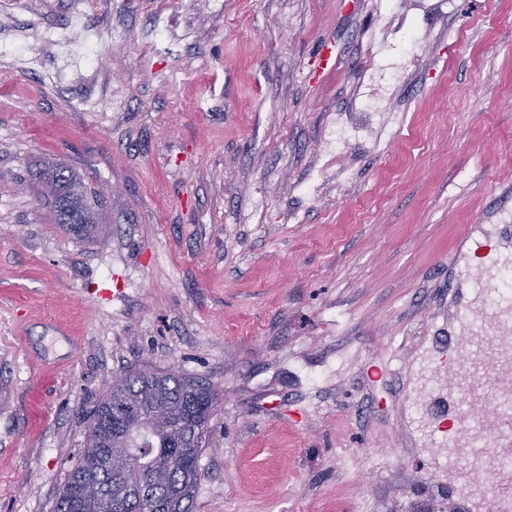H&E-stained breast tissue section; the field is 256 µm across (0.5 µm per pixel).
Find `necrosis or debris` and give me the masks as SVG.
I'll use <instances>...</instances> for the list:
<instances>
[{
	"label": "necrosis or debris",
	"instance_id": "obj_1",
	"mask_svg": "<svg viewBox=\"0 0 512 512\" xmlns=\"http://www.w3.org/2000/svg\"><path fill=\"white\" fill-rule=\"evenodd\" d=\"M97 32L77 34L74 27L48 28L41 43L57 48L64 65L84 61L88 43L100 40ZM475 302L457 316L456 359L465 373L443 380L433 355H426L422 384L412 402L413 421L431 441L439 467L448 472L460 497L459 504L484 506L487 512H512V494L494 484L496 474L512 472V453L491 434L489 420L475 414L476 392L487 377L495 412L512 411V305L501 298L512 296V269L480 272L473 278Z\"/></svg>",
	"mask_w": 512,
	"mask_h": 512
}]
</instances>
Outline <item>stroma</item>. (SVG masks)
Returning a JSON list of instances; mask_svg holds the SVG:
<instances>
[{
    "label": "stroma",
    "instance_id": "stroma-1",
    "mask_svg": "<svg viewBox=\"0 0 512 512\" xmlns=\"http://www.w3.org/2000/svg\"><path fill=\"white\" fill-rule=\"evenodd\" d=\"M72 2L0 15L42 67L0 61V512H54L144 369L216 393L193 512H458L408 394L512 253V0H89L96 63L49 81ZM380 85L392 138L335 151ZM72 203L81 215L82 224H79V227H71L70 225L74 224H64L53 212L56 223L60 224L66 232L76 237L93 238L98 235L100 233L99 212L96 209V205L94 204L93 206L89 201L87 193Z\"/></svg>",
    "mask_w": 512,
    "mask_h": 512
}]
</instances>
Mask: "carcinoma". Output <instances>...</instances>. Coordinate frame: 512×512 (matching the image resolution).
Here are the masks:
<instances>
[{
    "label": "carcinoma",
    "mask_w": 512,
    "mask_h": 512,
    "mask_svg": "<svg viewBox=\"0 0 512 512\" xmlns=\"http://www.w3.org/2000/svg\"><path fill=\"white\" fill-rule=\"evenodd\" d=\"M73 206L82 224L61 227L80 238L98 235L99 212L88 197ZM213 407L214 392L201 379L140 371L117 381L93 412L55 512H145L148 504L152 512H192ZM115 443L132 449V459L110 456Z\"/></svg>",
    "instance_id": "cac0c4a2"
}]
</instances>
